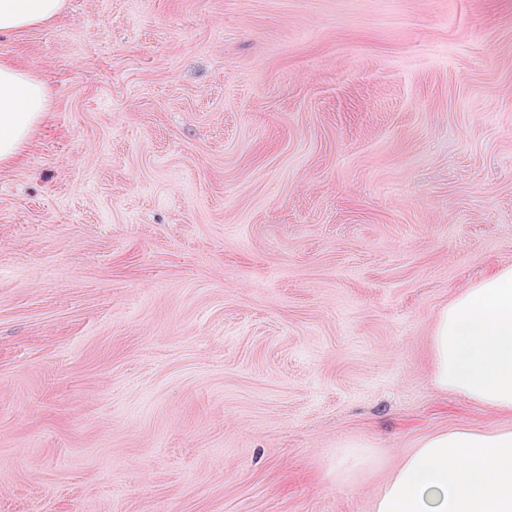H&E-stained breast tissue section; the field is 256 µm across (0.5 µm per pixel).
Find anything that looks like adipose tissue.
Masks as SVG:
<instances>
[{
  "label": "adipose tissue",
  "mask_w": 512,
  "mask_h": 512,
  "mask_svg": "<svg viewBox=\"0 0 512 512\" xmlns=\"http://www.w3.org/2000/svg\"><path fill=\"white\" fill-rule=\"evenodd\" d=\"M65 0H0V35L58 16ZM48 110L44 83L0 59V166L17 164ZM437 389L512 414V266L499 267L440 310L432 336ZM374 512H512V429L439 431L405 454Z\"/></svg>",
  "instance_id": "ef3b65f1"
}]
</instances>
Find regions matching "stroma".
Segmentation results:
<instances>
[{
	"instance_id": "stroma-1",
	"label": "stroma",
	"mask_w": 512,
	"mask_h": 512,
	"mask_svg": "<svg viewBox=\"0 0 512 512\" xmlns=\"http://www.w3.org/2000/svg\"><path fill=\"white\" fill-rule=\"evenodd\" d=\"M66 2L0 39L49 91L0 168V512H374L512 429L431 349L512 265V0ZM371 451L362 443H354L336 452V478L351 477L369 465Z\"/></svg>"
}]
</instances>
